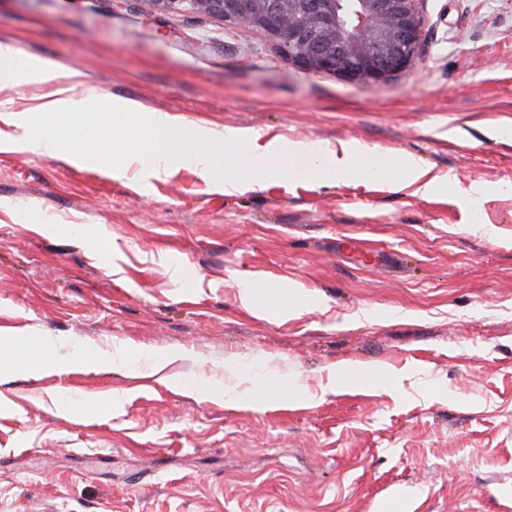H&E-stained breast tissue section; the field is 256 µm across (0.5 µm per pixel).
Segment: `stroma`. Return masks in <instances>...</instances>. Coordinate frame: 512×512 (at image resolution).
Wrapping results in <instances>:
<instances>
[{
  "label": "stroma",
  "instance_id": "stroma-1",
  "mask_svg": "<svg viewBox=\"0 0 512 512\" xmlns=\"http://www.w3.org/2000/svg\"><path fill=\"white\" fill-rule=\"evenodd\" d=\"M424 10L423 56L363 85L219 18L0 0V42L142 111L408 155L437 185L118 181L2 147L43 90L0 86V333L22 339L0 349V512H512V0ZM252 278L325 306L256 315ZM33 343L44 361L137 357L34 375ZM146 350L180 357L157 372ZM343 362L386 378L326 391Z\"/></svg>",
  "mask_w": 512,
  "mask_h": 512
}]
</instances>
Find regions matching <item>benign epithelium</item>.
Listing matches in <instances>:
<instances>
[{"mask_svg":"<svg viewBox=\"0 0 512 512\" xmlns=\"http://www.w3.org/2000/svg\"><path fill=\"white\" fill-rule=\"evenodd\" d=\"M425 0H193L201 14L261 33L299 68L366 84L411 68L425 37Z\"/></svg>","mask_w":512,"mask_h":512,"instance_id":"7a95c632","label":"benign epithelium"}]
</instances>
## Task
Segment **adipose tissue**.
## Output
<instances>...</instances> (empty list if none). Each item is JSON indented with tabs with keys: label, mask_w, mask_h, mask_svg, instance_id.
Wrapping results in <instances>:
<instances>
[{
	"label": "adipose tissue",
	"mask_w": 512,
	"mask_h": 512,
	"mask_svg": "<svg viewBox=\"0 0 512 512\" xmlns=\"http://www.w3.org/2000/svg\"><path fill=\"white\" fill-rule=\"evenodd\" d=\"M58 73L49 60L30 56L19 61L16 48L0 43V83L14 86L42 85L55 81ZM88 112H105L112 119L100 129L84 126ZM49 113L69 117L68 125H49ZM17 141L30 151L57 157L64 145L77 143L70 153L72 163L83 166L109 165L115 178L136 171L141 180H159L179 167L193 168L203 180L215 181L225 194H240L254 185L280 179L310 177L348 182H404L416 178L419 167L409 156L384 165L367 164L363 148L353 143L332 150L309 141L265 139L247 130L218 131L206 122L183 123L168 112L141 113L127 99H107L100 93L58 88L42 95L40 103L18 113ZM111 150H103L102 141Z\"/></svg>",
	"instance_id": "1"
}]
</instances>
